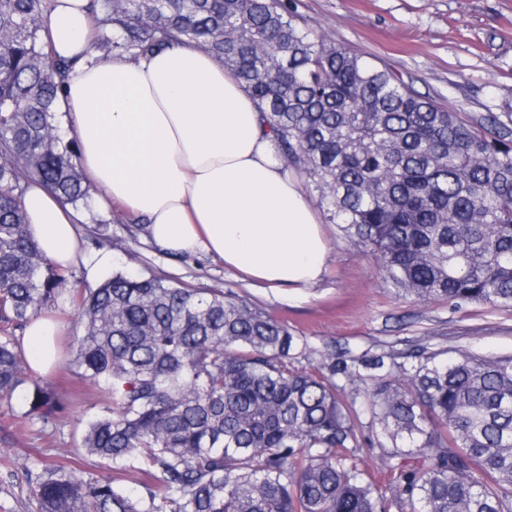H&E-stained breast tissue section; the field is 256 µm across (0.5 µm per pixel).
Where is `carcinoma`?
<instances>
[{
    "label": "carcinoma",
    "instance_id": "obj_1",
    "mask_svg": "<svg viewBox=\"0 0 512 512\" xmlns=\"http://www.w3.org/2000/svg\"><path fill=\"white\" fill-rule=\"evenodd\" d=\"M101 55L148 58L193 43L256 101L277 152L318 194L327 219L375 255L384 280L418 299L512 307V128L476 122L414 93L395 71L316 38L285 0H92ZM46 0H0V395L22 392L29 428L62 410L15 331L43 308L83 323L70 364L105 397L84 455L144 470L136 496L61 463L15 471L38 512H512V356L420 344L321 371L288 325L238 292L116 273L71 288L26 230L23 197L44 184L87 205L58 102L72 63L40 31ZM368 374H363V371ZM366 383L379 426L359 432L346 386ZM390 447L366 477L362 447Z\"/></svg>",
    "mask_w": 512,
    "mask_h": 512
}]
</instances>
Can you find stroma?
Listing matches in <instances>:
<instances>
[{
    "label": "stroma",
    "instance_id": "stroma-1",
    "mask_svg": "<svg viewBox=\"0 0 512 512\" xmlns=\"http://www.w3.org/2000/svg\"><path fill=\"white\" fill-rule=\"evenodd\" d=\"M318 37L375 66L397 71L416 93L467 120L512 117V0H288ZM82 259L69 270L78 288L119 271L156 276L193 288H230L262 311L287 321L293 335L314 348L299 367L319 366L324 353L375 352L378 345L421 341L477 355H512V309L490 304L419 300L397 295L373 257L358 251L337 225L325 224L327 271L314 288L275 291L244 280L204 253L176 255L152 244L118 211L85 208ZM111 262L99 266L101 254ZM43 382L64 409L48 424L20 431L14 417L21 397L0 398V457L53 466L57 451L81 444L88 420L107 402L83 388L68 363Z\"/></svg>",
    "mask_w": 512,
    "mask_h": 512
}]
</instances>
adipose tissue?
<instances>
[{"label":"adipose tissue","mask_w":512,"mask_h":512,"mask_svg":"<svg viewBox=\"0 0 512 512\" xmlns=\"http://www.w3.org/2000/svg\"><path fill=\"white\" fill-rule=\"evenodd\" d=\"M89 4L47 0L42 38L53 56L75 62L59 107L97 206L144 218L160 248L207 252L242 279L273 289L318 285L328 239L246 89L192 45L137 61L96 57ZM24 206L29 234L69 268L80 247L74 208L37 183ZM60 334L53 317L29 322L22 347L35 371L59 365Z\"/></svg>","instance_id":"1"}]
</instances>
